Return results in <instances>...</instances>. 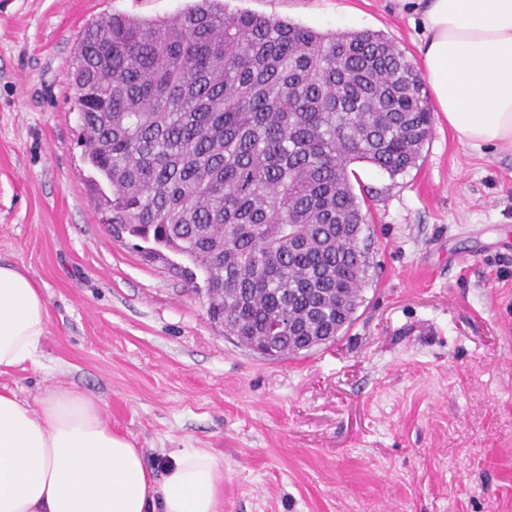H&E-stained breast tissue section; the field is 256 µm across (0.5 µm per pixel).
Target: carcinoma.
Here are the masks:
<instances>
[{
	"instance_id": "obj_1",
	"label": "carcinoma",
	"mask_w": 512,
	"mask_h": 512,
	"mask_svg": "<svg viewBox=\"0 0 512 512\" xmlns=\"http://www.w3.org/2000/svg\"><path fill=\"white\" fill-rule=\"evenodd\" d=\"M76 54L72 107L112 223L188 259L209 318L250 349L295 356L306 336L345 333L369 268L350 165L401 174L433 128L399 45L193 0L169 18L96 20ZM280 317L288 330H273Z\"/></svg>"
}]
</instances>
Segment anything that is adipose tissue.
<instances>
[{
	"label": "adipose tissue",
	"instance_id": "adipose-tissue-1",
	"mask_svg": "<svg viewBox=\"0 0 512 512\" xmlns=\"http://www.w3.org/2000/svg\"><path fill=\"white\" fill-rule=\"evenodd\" d=\"M420 46L436 111L475 150L512 148V0H426ZM42 285L0 261V374L39 367ZM0 512H224V461L174 452L155 479L94 397L65 386L31 404L0 389Z\"/></svg>",
	"mask_w": 512,
	"mask_h": 512
}]
</instances>
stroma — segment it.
<instances>
[{
    "label": "stroma",
    "mask_w": 512,
    "mask_h": 512,
    "mask_svg": "<svg viewBox=\"0 0 512 512\" xmlns=\"http://www.w3.org/2000/svg\"><path fill=\"white\" fill-rule=\"evenodd\" d=\"M188 0H0V259L43 286L35 401L100 399L155 478L170 452L224 458V512H512V153L435 120L417 167L354 170L372 196L364 303L335 343L269 359L224 334L184 257L116 237L68 81L103 15ZM323 33L373 30L423 61L420 0H225Z\"/></svg>",
    "instance_id": "35a3bbf8"
}]
</instances>
